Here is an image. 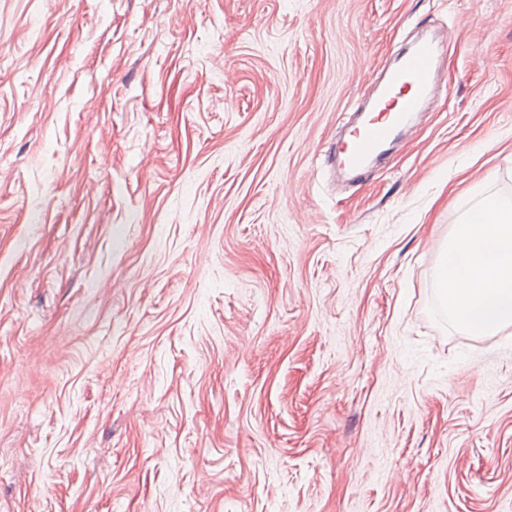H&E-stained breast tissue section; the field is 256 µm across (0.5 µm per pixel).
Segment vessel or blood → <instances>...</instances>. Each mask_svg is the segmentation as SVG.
<instances>
[{
  "mask_svg": "<svg viewBox=\"0 0 512 512\" xmlns=\"http://www.w3.org/2000/svg\"><path fill=\"white\" fill-rule=\"evenodd\" d=\"M437 88L433 40H419L398 52L371 84L364 109L334 156L337 167L359 174L377 165L423 112Z\"/></svg>",
  "mask_w": 512,
  "mask_h": 512,
  "instance_id": "1",
  "label": "vessel or blood"
}]
</instances>
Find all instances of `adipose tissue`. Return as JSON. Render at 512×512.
<instances>
[{
  "instance_id": "ef3b65f1",
  "label": "adipose tissue",
  "mask_w": 512,
  "mask_h": 512,
  "mask_svg": "<svg viewBox=\"0 0 512 512\" xmlns=\"http://www.w3.org/2000/svg\"><path fill=\"white\" fill-rule=\"evenodd\" d=\"M437 293L455 328L493 336L512 327V194H487L448 236Z\"/></svg>"
}]
</instances>
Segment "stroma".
Masks as SVG:
<instances>
[{
	"label": "stroma",
	"instance_id": "stroma-1",
	"mask_svg": "<svg viewBox=\"0 0 512 512\" xmlns=\"http://www.w3.org/2000/svg\"><path fill=\"white\" fill-rule=\"evenodd\" d=\"M442 90L361 180L373 71ZM0 512H512V328L435 282L512 193V0H0Z\"/></svg>",
	"mask_w": 512,
	"mask_h": 512
}]
</instances>
